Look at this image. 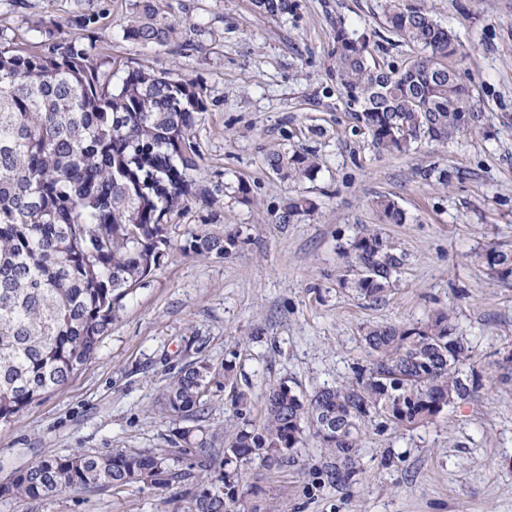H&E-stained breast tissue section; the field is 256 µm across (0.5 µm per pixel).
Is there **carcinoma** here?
I'll return each mask as SVG.
<instances>
[{"instance_id":"1","label":"carcinoma","mask_w":512,"mask_h":512,"mask_svg":"<svg viewBox=\"0 0 512 512\" xmlns=\"http://www.w3.org/2000/svg\"><path fill=\"white\" fill-rule=\"evenodd\" d=\"M271 16L289 0H254ZM387 30L416 48L401 69L373 56L369 43L336 28L329 72L347 106L380 153L406 154L418 141L446 144L471 111L459 69L466 54L457 36L424 7L384 0ZM71 34L50 21L56 39L27 51L0 47V423H9L65 384L95 353L120 318L125 301L156 271L170 247L166 225L192 202L215 203L221 184L209 181L194 135L206 111L203 87L167 73L122 68L102 37ZM124 37L165 46L181 35L162 0H134ZM267 165L280 179L314 177L318 158L276 152ZM304 195L288 199L286 216L308 213ZM382 224H404L407 213L387 195L371 201ZM235 244L191 232L189 256L222 257ZM492 277L512 278V251L489 247ZM340 281L374 303L384 299L404 262L398 245L367 229L345 251ZM368 364L347 382L304 397L285 383L269 389L266 420L246 418L247 397L233 392L239 423L224 445L220 484L201 476L216 449L203 425L204 397L232 379L236 365L199 360L164 389L168 412L189 425L177 431L198 470L175 469L162 453L127 448L47 455L15 471L0 495L33 500L66 490L124 489L148 482L168 487L193 481L181 512H232L240 467L256 459L293 467L307 434L323 451L328 485L352 482L360 468L363 432L375 424L410 431L483 388L477 360L444 312L413 326H373L364 336Z\"/></svg>"}]
</instances>
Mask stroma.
<instances>
[{"mask_svg":"<svg viewBox=\"0 0 512 512\" xmlns=\"http://www.w3.org/2000/svg\"><path fill=\"white\" fill-rule=\"evenodd\" d=\"M132 0H0V44L33 49L55 19L99 15L108 55L134 68L198 81L208 110L195 126L203 164L220 201L194 205L167 226L171 248L126 303L89 360L62 386L12 422L0 424V483L17 469L74 448H135L188 459L175 443L181 423L165 409L164 387L182 367L234 360V389L205 398L213 447L238 422L232 390L248 397L247 417L265 420L266 393L279 383L309 394L353 379L367 356V327L415 324L447 312L480 361L483 388L433 421L402 433L368 429L355 482L321 483V448L308 439L299 465L241 469L237 512H512V280H496L475 258L487 246L512 250V0H420L469 52L464 80L483 116L445 145L379 154L347 107L328 55L337 25L363 35L385 64L402 66L410 47L386 31L381 0H292L281 16L252 0H164L182 25L175 44L143 46L123 29ZM318 155L320 170L300 183L266 165L275 151ZM447 170V185L422 169ZM248 197L236 191L239 182ZM316 209L285 218L288 198ZM379 194L407 213L380 224ZM380 229L405 253L395 288L373 303L339 282L344 251L361 228ZM235 234L224 257L184 255L190 232ZM195 484L70 490L40 500L0 496V512H177Z\"/></svg>","mask_w":512,"mask_h":512,"instance_id":"obj_1","label":"stroma"}]
</instances>
